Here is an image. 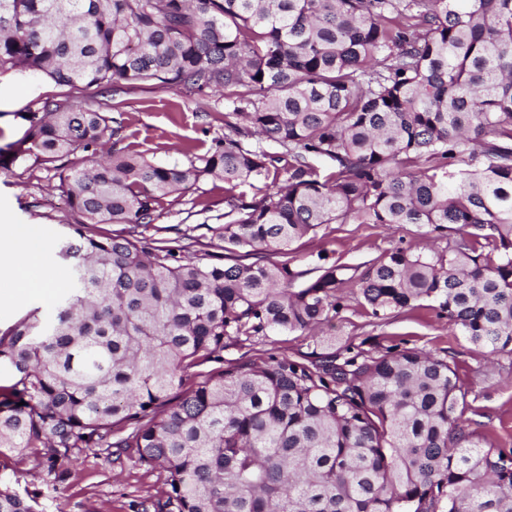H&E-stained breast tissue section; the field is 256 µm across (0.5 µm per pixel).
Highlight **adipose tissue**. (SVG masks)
Wrapping results in <instances>:
<instances>
[{"instance_id": "ef3b65f1", "label": "adipose tissue", "mask_w": 512, "mask_h": 512, "mask_svg": "<svg viewBox=\"0 0 512 512\" xmlns=\"http://www.w3.org/2000/svg\"><path fill=\"white\" fill-rule=\"evenodd\" d=\"M13 247L8 256H0V274L9 281L13 294H37L51 298L62 285L56 272H40L41 247L37 239L25 230L12 228L8 231Z\"/></svg>"}]
</instances>
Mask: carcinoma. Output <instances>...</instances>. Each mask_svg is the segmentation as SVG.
I'll return each mask as SVG.
<instances>
[{"label":"carcinoma","mask_w":512,"mask_h":512,"mask_svg":"<svg viewBox=\"0 0 512 512\" xmlns=\"http://www.w3.org/2000/svg\"><path fill=\"white\" fill-rule=\"evenodd\" d=\"M18 67L84 94L222 90L247 126L186 168L129 144L60 177L72 286L51 316L0 330V453L34 456L53 488L96 448L158 468L154 512H512V451L468 428L448 357L365 339L224 363L228 346L335 321L351 295L378 321L425 302L512 358V0H0V74ZM22 119L0 148L13 164L109 130L67 97ZM209 178L224 254L183 260L145 236L164 198ZM350 222L447 245L309 279L271 259ZM0 512H37L34 497L0 482Z\"/></svg>","instance_id":"obj_1"}]
</instances>
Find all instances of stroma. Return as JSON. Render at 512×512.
I'll return each instance as SVG.
<instances>
[{
    "label": "stroma",
    "instance_id": "1",
    "mask_svg": "<svg viewBox=\"0 0 512 512\" xmlns=\"http://www.w3.org/2000/svg\"><path fill=\"white\" fill-rule=\"evenodd\" d=\"M69 96L74 103L103 112L117 121V147L133 143L147 157L166 166H184L187 150L228 133L240 119L231 115L223 93L200 94L158 85L118 84L116 91L94 96L66 93L40 73L14 70L0 75V147L21 139L26 131L22 114L49 99ZM59 165L0 167V222L26 228L40 239L43 267L68 273L55 256V241L68 231L74 216L57 189ZM224 211V184L203 181L165 199L155 222L170 246L183 247L185 236L209 242L210 229ZM418 227L402 224L390 228L376 224H325L294 243L288 253L293 267L312 269L319 264L357 265L379 253L401 246H424ZM8 283L0 278V328H6L32 310L48 314L54 299L7 296ZM319 334L335 338L337 345L359 344L370 338L386 344L397 339L432 353L450 350L457 366L458 382L471 398L464 417L471 430L499 447L512 449V361L487 357L464 338L452 336L447 321L437 319L425 307L407 309L380 322L363 310L346 313ZM314 337L291 334L268 336L245 347L225 349L228 361L261 360L267 355L296 357L313 351ZM70 478L58 490L47 489L35 457L0 455V480L38 497V512H139L144 501L163 497L165 479L160 471L135 461L113 460L106 453L87 454L69 464Z\"/></svg>",
    "mask_w": 512,
    "mask_h": 512
}]
</instances>
